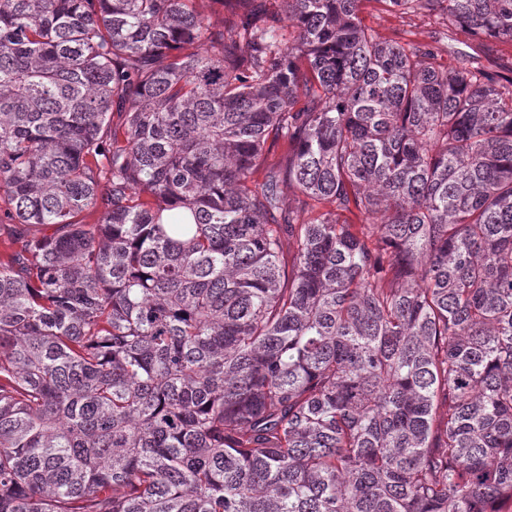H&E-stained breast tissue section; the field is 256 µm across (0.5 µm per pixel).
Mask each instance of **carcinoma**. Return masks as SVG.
<instances>
[{"label": "carcinoma", "mask_w": 512, "mask_h": 512, "mask_svg": "<svg viewBox=\"0 0 512 512\" xmlns=\"http://www.w3.org/2000/svg\"><path fill=\"white\" fill-rule=\"evenodd\" d=\"M200 2L0 0V512H512V76Z\"/></svg>", "instance_id": "obj_1"}]
</instances>
